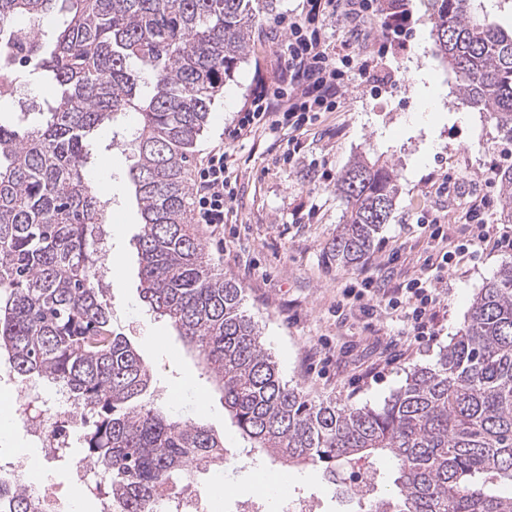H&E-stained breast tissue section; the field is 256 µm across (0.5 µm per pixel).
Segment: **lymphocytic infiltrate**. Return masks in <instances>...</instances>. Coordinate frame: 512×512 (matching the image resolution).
Here are the masks:
<instances>
[{
	"instance_id": "f902f5d3",
	"label": "lymphocytic infiltrate",
	"mask_w": 512,
	"mask_h": 512,
	"mask_svg": "<svg viewBox=\"0 0 512 512\" xmlns=\"http://www.w3.org/2000/svg\"><path fill=\"white\" fill-rule=\"evenodd\" d=\"M283 67L278 75L285 84L284 97L270 95L266 86H258L249 106L238 113L227 131L230 141L250 138L256 133H274L281 128L295 131L304 129L317 118L319 112L332 109L344 88L343 75L336 65V58L329 50L324 32L306 27L298 20L288 26V39L282 49ZM231 155L226 147L215 146L206 155L193 189L198 223L218 225L224 221V213L236 199V187L227 172ZM432 238L441 240L442 246L424 260L425 266L436 269V278L420 274L404 276L395 281L390 276H365L355 287L345 289V297L362 299L369 297L365 307L368 318L380 316L391 310L403 319L405 335L422 338L433 335L436 311L440 303L439 285L448 270L456 267L459 254L466 247L450 240L440 223H433Z\"/></svg>"
}]
</instances>
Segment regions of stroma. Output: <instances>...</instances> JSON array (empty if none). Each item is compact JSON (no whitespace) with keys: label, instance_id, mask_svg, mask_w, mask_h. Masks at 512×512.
<instances>
[{"label":"stroma","instance_id":"35a3bbf8","mask_svg":"<svg viewBox=\"0 0 512 512\" xmlns=\"http://www.w3.org/2000/svg\"><path fill=\"white\" fill-rule=\"evenodd\" d=\"M403 2L413 23L397 41L382 32L372 12L320 16L331 51L349 62L335 108L303 130L282 129L230 143L238 190L233 220L220 228L195 227L215 268L243 286V309L258 325L282 379L311 398L354 407L382 405L404 386L410 368L434 366L467 321L475 295L512 261V250L489 243L475 260L456 267L440 296L438 332L422 345L391 343V335L403 328L392 314L381 315L373 327L356 308L346 320L336 317L343 290L359 271L375 270L392 255L402 269L420 271L424 257L439 247L429 221H442L449 237L459 238L467 211L486 196L492 200L489 223L504 225L498 169L512 162V146L500 141L488 113L462 100L455 74L437 53L426 0ZM304 3L278 0L275 16L258 21L249 53L211 108L194 148L193 168L221 144L252 90L273 81L282 65L288 24L304 16ZM110 138L108 132L99 133V158L91 173L112 200L113 224L123 227L122 234L108 239L110 253L125 261L108 284L112 327L139 350L152 375L151 387L166 408L223 437L241 460L256 461L253 470L232 464L199 475L198 483L211 490L210 500L220 496L212 490L219 479L231 485L226 498L253 499L257 476L271 470L270 460L248 450L199 358L139 298L136 239L141 226L125 180L134 159L110 147ZM364 155L393 166L399 192L362 267H340L326 255L346 208L336 181ZM188 381L205 393V404L180 394ZM72 438L65 461L47 456L19 431L11 441H0V454L24 458L26 484L52 487L59 512H100L94 489L78 481L72 467L85 454L82 431ZM293 475L290 490L318 497L322 512H338L336 487L321 466L297 468Z\"/></svg>","mask_w":512,"mask_h":512}]
</instances>
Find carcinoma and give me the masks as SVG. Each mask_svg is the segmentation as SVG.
Returning <instances> with one entry per match:
<instances>
[{
  "label": "carcinoma",
  "mask_w": 512,
  "mask_h": 512,
  "mask_svg": "<svg viewBox=\"0 0 512 512\" xmlns=\"http://www.w3.org/2000/svg\"><path fill=\"white\" fill-rule=\"evenodd\" d=\"M275 0H0V358L25 378L60 383L90 405L83 461L119 512L179 502L186 479L224 462V439L154 401L138 350L112 329L93 282L94 224L107 202L87 174L93 136L128 145L137 207L140 298L198 351L242 438L282 466L336 467L378 452L396 463L378 512H512V263L476 295L435 367L416 369L381 407L312 401L282 380L242 310L243 288L217 272L193 231L190 167L209 112ZM475 0H427L441 58L470 106L512 143V30ZM53 19L18 72L3 60L15 20ZM56 88L30 105L20 82ZM136 127L124 125L127 113ZM512 221V164L499 170ZM343 223L327 254L359 263L388 223L393 170L354 161L338 178ZM21 478L0 477V512H43Z\"/></svg>",
  "instance_id": "obj_1"
}]
</instances>
